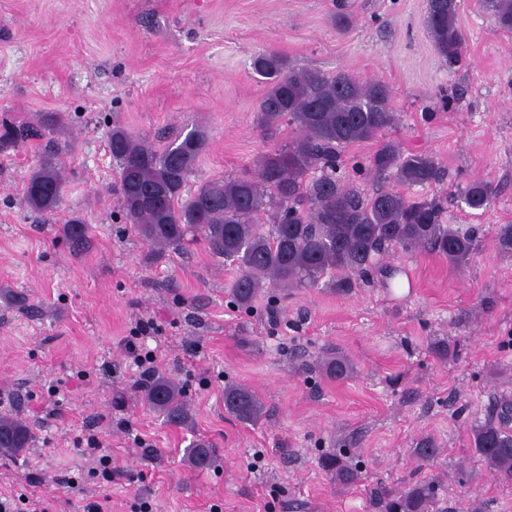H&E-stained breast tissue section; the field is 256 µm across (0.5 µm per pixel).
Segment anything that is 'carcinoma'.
Returning a JSON list of instances; mask_svg holds the SVG:
<instances>
[{"instance_id": "carcinoma-1", "label": "carcinoma", "mask_w": 512, "mask_h": 512, "mask_svg": "<svg viewBox=\"0 0 512 512\" xmlns=\"http://www.w3.org/2000/svg\"><path fill=\"white\" fill-rule=\"evenodd\" d=\"M494 32L512 33V0H480ZM459 0H427L423 19L438 55L449 64L465 56V38L457 24ZM253 71L267 90L258 105L265 130L288 126V142L262 154L254 175L211 179L185 195L189 177L205 152L208 135L194 127L178 133L161 148L124 129L112 128L109 152L116 165L119 211L126 223L156 252L183 246L198 236L212 254L236 267L229 290L231 303L251 310L270 288L314 287L329 278L336 288H351L376 268L377 259L393 248L429 250L459 265L474 250V229L444 223L445 204L459 199L474 211L490 208L495 188L483 181L455 186L441 199H414L399 191L378 188L366 195L342 173L340 153L357 142L377 140L392 125V90L383 80L360 79L347 71L326 73L295 68L288 57L260 53ZM61 116L39 128L5 126L0 150L53 133ZM378 181L425 187L442 181V163L431 154L404 153L391 140L380 143L366 165L357 164ZM66 191L59 158L39 160L24 187V202L43 213L60 207ZM89 225L67 221L65 236L81 242ZM498 249L512 253V224L493 231ZM325 373L346 378L352 370L343 356L320 361ZM147 404L166 422L187 426L191 416L183 387L163 374L143 384ZM224 410L243 424L265 414L260 396L246 385L224 389ZM35 434L18 418L0 415V454L12 456L30 447ZM473 445L491 475L512 480V398L496 400L491 416L472 429ZM184 453L197 468L216 461L213 447L193 441ZM321 468L339 485L355 486L361 471L336 452L319 459ZM437 494L434 481L397 491L386 486L370 490L381 512H429Z\"/></svg>"}]
</instances>
